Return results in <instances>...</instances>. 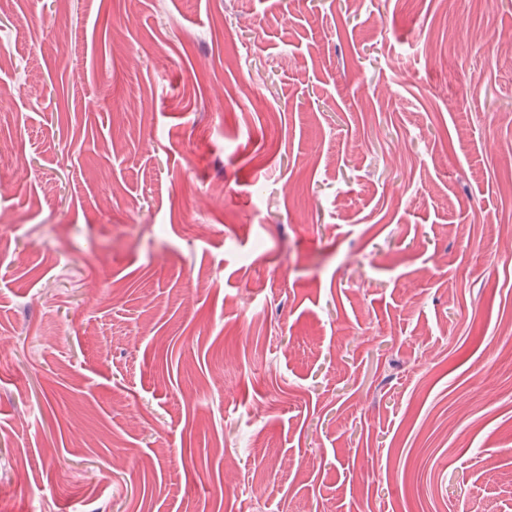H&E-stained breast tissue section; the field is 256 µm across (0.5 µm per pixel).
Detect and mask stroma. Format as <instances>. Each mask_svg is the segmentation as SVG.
<instances>
[{
  "label": "stroma",
  "mask_w": 512,
  "mask_h": 512,
  "mask_svg": "<svg viewBox=\"0 0 512 512\" xmlns=\"http://www.w3.org/2000/svg\"><path fill=\"white\" fill-rule=\"evenodd\" d=\"M512 0H6L0 506L512 512Z\"/></svg>",
  "instance_id": "obj_1"
}]
</instances>
